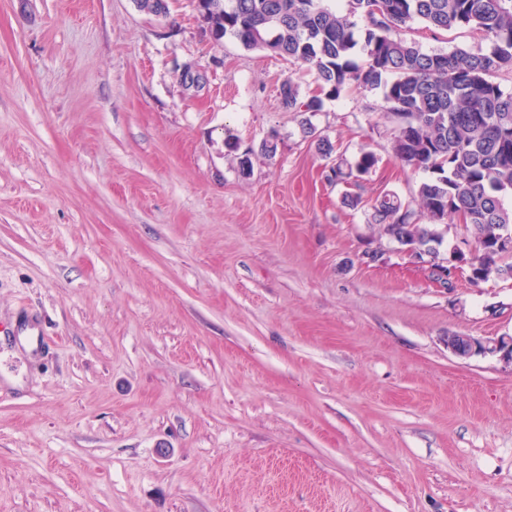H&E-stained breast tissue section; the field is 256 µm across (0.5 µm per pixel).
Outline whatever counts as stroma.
Returning <instances> with one entry per match:
<instances>
[{"instance_id":"1","label":"stroma","mask_w":512,"mask_h":512,"mask_svg":"<svg viewBox=\"0 0 512 512\" xmlns=\"http://www.w3.org/2000/svg\"><path fill=\"white\" fill-rule=\"evenodd\" d=\"M169 8L0 0V512H512V364L448 349L512 336V279L369 223L423 179L381 92L288 110L308 73ZM305 119L374 153L365 207ZM280 95L284 106L296 112H315L322 104L318 97H312L306 102L299 101L298 85L290 78L282 83Z\"/></svg>"}]
</instances>
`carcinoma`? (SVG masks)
<instances>
[{"instance_id": "obj_1", "label": "carcinoma", "mask_w": 512, "mask_h": 512, "mask_svg": "<svg viewBox=\"0 0 512 512\" xmlns=\"http://www.w3.org/2000/svg\"><path fill=\"white\" fill-rule=\"evenodd\" d=\"M324 0H202L200 14L218 43L229 36L247 50L266 51L307 67L322 94L380 90L397 122L393 151L427 173L418 208L392 193L370 205L371 223L395 224L396 243L429 247L445 217L464 215L476 238L512 231V93L493 77L512 73V0H347L344 9ZM140 11L165 17L169 4L137 0ZM429 30L467 28L486 45L452 52L425 51L405 37L412 24ZM285 107L315 112L322 101H299L298 85L280 88ZM319 153L336 156L326 180L351 209L363 203L361 177L377 159L363 152L349 161L306 123ZM429 223H423V219ZM512 274V252L481 264L477 279Z\"/></svg>"}]
</instances>
